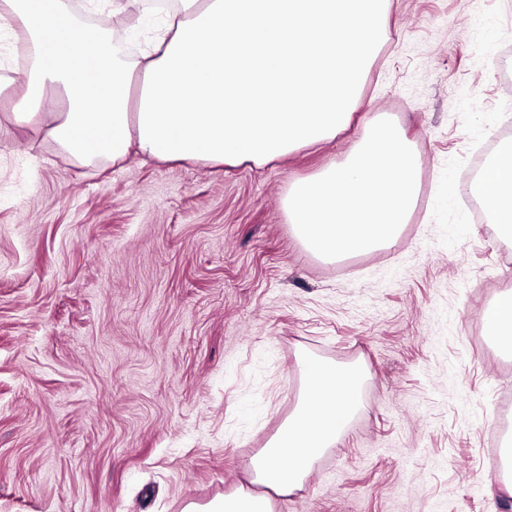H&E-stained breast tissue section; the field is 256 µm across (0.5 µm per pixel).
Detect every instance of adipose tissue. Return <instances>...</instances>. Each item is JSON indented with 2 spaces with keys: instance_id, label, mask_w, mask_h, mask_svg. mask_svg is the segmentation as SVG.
I'll use <instances>...</instances> for the list:
<instances>
[{
  "instance_id": "ef3b65f1",
  "label": "adipose tissue",
  "mask_w": 512,
  "mask_h": 512,
  "mask_svg": "<svg viewBox=\"0 0 512 512\" xmlns=\"http://www.w3.org/2000/svg\"><path fill=\"white\" fill-rule=\"evenodd\" d=\"M388 0H176L148 50L130 59L104 33L74 51L66 0H0V21L25 35L30 67L9 123L44 130L76 165L160 161L264 165L346 130L360 81L387 28ZM66 98L58 111L55 96ZM267 111H249L252 100ZM478 192L512 241V145L484 168ZM487 340L512 354V289L484 313ZM297 405L249 461L250 489L185 512H274L300 487L358 408L355 365L301 360ZM294 461L278 467L281 457Z\"/></svg>"
}]
</instances>
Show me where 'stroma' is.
Masks as SVG:
<instances>
[{
    "instance_id": "obj_1",
    "label": "stroma",
    "mask_w": 512,
    "mask_h": 512,
    "mask_svg": "<svg viewBox=\"0 0 512 512\" xmlns=\"http://www.w3.org/2000/svg\"><path fill=\"white\" fill-rule=\"evenodd\" d=\"M80 19L145 47L142 0ZM0 29V116L22 74ZM512 0H391L350 127L257 167L133 157L79 167L0 127V512H183L247 486L294 410L300 357L364 372L359 408L274 512H512L498 456L512 358L483 314L512 243L462 205L471 149L512 104ZM416 150L415 207L387 248L325 261L289 185L374 119Z\"/></svg>"
}]
</instances>
